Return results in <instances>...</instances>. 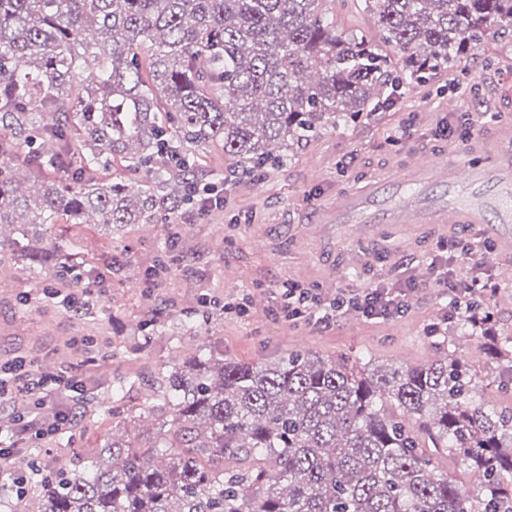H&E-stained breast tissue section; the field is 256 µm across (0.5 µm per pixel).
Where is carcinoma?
Here are the masks:
<instances>
[{"label":"carcinoma","mask_w":512,"mask_h":512,"mask_svg":"<svg viewBox=\"0 0 512 512\" xmlns=\"http://www.w3.org/2000/svg\"><path fill=\"white\" fill-rule=\"evenodd\" d=\"M349 0H0V253L46 269L88 225L177 219L211 206L198 148L242 173L283 165L322 128L512 31V0H356L379 43L336 25ZM144 169L132 190L103 171ZM39 189L19 191L13 168ZM64 223H59V220ZM60 241L43 244V226ZM489 302L457 330L512 370ZM416 366L302 352L245 363L212 353L163 376L162 446L112 437L41 477L39 512H512V409L477 404L481 372L438 336ZM453 456L475 493L439 472ZM199 163V181L206 183L211 181L210 177H201V173L207 174L212 170H227L232 161L224 156V149L221 146L210 145L201 150Z\"/></svg>","instance_id":"cac0c4a2"}]
</instances>
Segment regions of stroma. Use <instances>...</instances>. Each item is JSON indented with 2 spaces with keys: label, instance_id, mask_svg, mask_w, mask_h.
Returning <instances> with one entry per match:
<instances>
[{
  "label": "stroma",
  "instance_id": "1",
  "mask_svg": "<svg viewBox=\"0 0 512 512\" xmlns=\"http://www.w3.org/2000/svg\"><path fill=\"white\" fill-rule=\"evenodd\" d=\"M492 118H485L484 110ZM512 131V34L485 37L453 71L413 85L389 106L355 125L326 129L296 148L291 161L242 176L223 187L218 210H185L176 223L130 224L121 243L99 227L84 230L68 262L37 270L0 258V365L32 361L71 381L62 399L46 397L42 413L65 411L61 430L27 426L28 399H0V424L21 451L24 467L47 474L73 457L94 458L105 437L133 447L158 443L169 418L153 397L165 372L187 353L221 351L245 362H274L295 350L376 365L425 364L436 359L434 338L448 326L447 273L478 280L499 334H512V285L502 275L512 260L500 254L494 230L477 224H382L358 245L330 224L301 218L314 199L380 173L399 158L456 140L478 128ZM410 135L395 143L394 130ZM170 267L160 279L148 274ZM236 283L227 291L226 283ZM298 283L328 302L381 285L408 287L403 312L367 319L351 309L324 321H285L279 290ZM80 299L78 307L69 297ZM456 346L489 379L474 398L512 409V377L490 370L480 342ZM126 383L120 405L112 388Z\"/></svg>",
  "mask_w": 512,
  "mask_h": 512
}]
</instances>
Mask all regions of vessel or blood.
<instances>
[{"label": "vessel or blood", "mask_w": 512, "mask_h": 512, "mask_svg": "<svg viewBox=\"0 0 512 512\" xmlns=\"http://www.w3.org/2000/svg\"><path fill=\"white\" fill-rule=\"evenodd\" d=\"M472 150L449 144L413 154L393 177L367 181L318 202L308 221L342 224L361 240L378 224H488L512 253V139L502 138L474 162Z\"/></svg>", "instance_id": "b4317fda"}]
</instances>
